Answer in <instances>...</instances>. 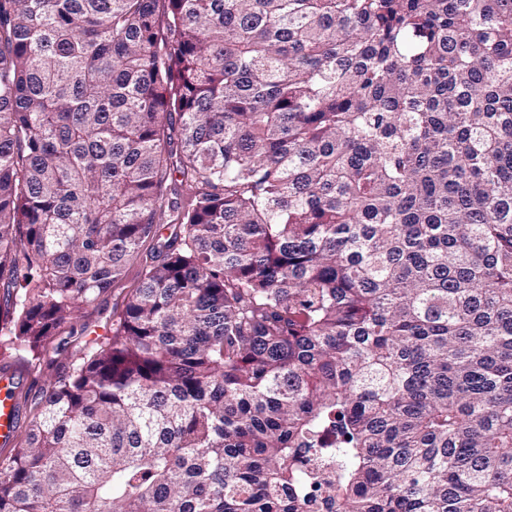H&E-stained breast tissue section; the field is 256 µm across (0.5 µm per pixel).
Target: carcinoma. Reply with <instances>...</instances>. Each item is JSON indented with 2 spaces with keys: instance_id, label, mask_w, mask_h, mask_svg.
<instances>
[{
  "instance_id": "obj_1",
  "label": "carcinoma",
  "mask_w": 512,
  "mask_h": 512,
  "mask_svg": "<svg viewBox=\"0 0 512 512\" xmlns=\"http://www.w3.org/2000/svg\"><path fill=\"white\" fill-rule=\"evenodd\" d=\"M0 287V512H512V0H0ZM139 261L131 263L125 270L121 279L112 285L110 293L102 297L91 308V317L87 336L84 339H94L97 336H104L106 328L109 327L112 313L121 309L128 297L131 288L137 284L140 275ZM1 366L10 368L0 373V444H5L8 442V437L11 435L12 428L16 425L19 417L21 423L28 421L30 418L33 401L42 395L52 371L48 369L32 370L19 362L12 363L10 366H3V362L0 361ZM11 369L18 373L19 378ZM19 379L21 381L20 385ZM13 391L17 393L20 414L15 405ZM25 394L28 397L26 403L24 402Z\"/></svg>"
}]
</instances>
